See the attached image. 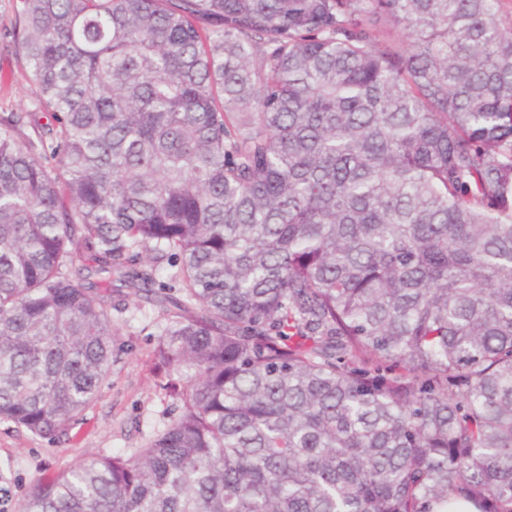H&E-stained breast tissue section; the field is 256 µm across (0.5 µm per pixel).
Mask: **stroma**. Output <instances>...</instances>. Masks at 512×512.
Masks as SVG:
<instances>
[{
    "mask_svg": "<svg viewBox=\"0 0 512 512\" xmlns=\"http://www.w3.org/2000/svg\"><path fill=\"white\" fill-rule=\"evenodd\" d=\"M16 0H0V114L31 109L38 89L10 37ZM112 292L125 296L113 312L112 367L97 398L72 429L69 439L52 440L0 421V512H17L32 481L61 472L90 456L132 454L162 430L174 409L160 386L154 350L166 317L143 299L127 298L121 282Z\"/></svg>",
    "mask_w": 512,
    "mask_h": 512,
    "instance_id": "35a3bbf8",
    "label": "stroma"
}]
</instances>
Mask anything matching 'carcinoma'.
Segmentation results:
<instances>
[{
	"mask_svg": "<svg viewBox=\"0 0 512 512\" xmlns=\"http://www.w3.org/2000/svg\"><path fill=\"white\" fill-rule=\"evenodd\" d=\"M504 4L17 0L0 420L69 437L112 365L104 283L176 269L146 296L176 413L18 512H512Z\"/></svg>",
	"mask_w": 512,
	"mask_h": 512,
	"instance_id": "obj_1",
	"label": "carcinoma"
}]
</instances>
